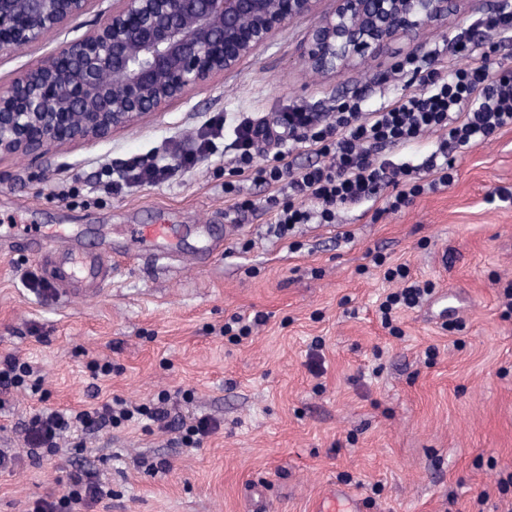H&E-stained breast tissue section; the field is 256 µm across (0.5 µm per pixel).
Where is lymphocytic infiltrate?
<instances>
[{
	"label": "lymphocytic infiltrate",
	"mask_w": 512,
	"mask_h": 512,
	"mask_svg": "<svg viewBox=\"0 0 512 512\" xmlns=\"http://www.w3.org/2000/svg\"><path fill=\"white\" fill-rule=\"evenodd\" d=\"M397 69L409 75L412 92L376 109H367L363 97L352 96L327 115L300 106L289 108L272 128L243 118L233 130L235 165L224 183L233 203L224 212L225 223H235L238 213L262 206L272 212L274 232L282 237L298 224L335 223L338 207L374 201L386 186L394 189L386 209L398 212L425 190L452 182L454 152L512 127V71L491 70L487 54L449 71L441 59L429 62L409 55ZM430 132L440 133L441 139L421 163L397 164L388 158L389 150L409 148ZM294 141L315 154L317 163L294 166L288 148ZM263 142L270 144V151L260 150ZM171 172V166L154 157H140L126 163L107 187L116 192L125 185L156 183ZM244 180L275 187L276 192L264 205H257L241 195ZM373 262L383 268L386 280L399 284L379 306L384 327L399 334L393 324L395 311L418 306L432 294L433 285L412 280L406 265L386 266L382 255H375ZM14 390L39 395L41 379L30 362L9 355L0 360V407L6 406V396ZM169 402V394L163 392L139 405L115 397L80 410H32L20 423L26 455L37 462L55 454L60 437L67 433L145 421L160 429L174 428ZM111 495L96 471L78 469L68 474L61 495L36 499L31 512H85Z\"/></svg>",
	"instance_id": "1"
}]
</instances>
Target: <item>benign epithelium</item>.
Returning <instances> with one entry per match:
<instances>
[{
  "mask_svg": "<svg viewBox=\"0 0 512 512\" xmlns=\"http://www.w3.org/2000/svg\"><path fill=\"white\" fill-rule=\"evenodd\" d=\"M94 2L0 0V52L42 41ZM319 2L112 0L89 32L0 89V154L46 158L67 143L107 139L235 69L297 17L315 18L302 62L332 75L447 20L459 0H336L321 16Z\"/></svg>",
  "mask_w": 512,
  "mask_h": 512,
  "instance_id": "1",
  "label": "benign epithelium"
}]
</instances>
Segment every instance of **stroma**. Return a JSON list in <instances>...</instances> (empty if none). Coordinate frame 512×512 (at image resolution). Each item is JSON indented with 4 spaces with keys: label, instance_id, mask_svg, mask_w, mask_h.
I'll list each match as a JSON object with an SVG mask.
<instances>
[{
    "label": "stroma",
    "instance_id": "stroma-1",
    "mask_svg": "<svg viewBox=\"0 0 512 512\" xmlns=\"http://www.w3.org/2000/svg\"><path fill=\"white\" fill-rule=\"evenodd\" d=\"M112 0L43 42L0 52V87L35 66L65 40L84 35ZM501 0H463L442 24L395 39L366 62L333 76L307 68L299 47L314 23H288L257 53L168 110L99 141L63 145L56 158L0 154V357L31 362L43 378L47 407L79 410L120 397L142 403L168 392L172 417L202 418L215 431L184 448L179 431L105 428L72 439L41 463L20 457L0 471V512L62 493L72 469L96 468L112 496L86 512H311L331 485L367 512H512V317L501 285L512 280V128L457 154L451 185L424 192L398 213L384 199L339 210L335 223L301 224L269 234L271 215L224 221L231 149L200 157L166 183L115 194L99 185L105 168L150 155L170 140L193 148L213 117L234 122L250 112L275 124L289 106L334 111L359 94L375 109L409 92L396 64L465 34L491 47L492 69H512V34L495 37L473 18L501 10ZM170 215L179 258L158 268L116 256L101 294L65 299L47 284L41 258L25 242L44 226L66 225L83 247L118 252L127 227ZM210 222L221 252L194 265L205 240L192 226ZM406 264L412 279L447 294L462 321L445 329L429 301L400 311L401 335L382 325L378 305L396 290L375 255ZM234 314L265 316L241 342L224 336ZM437 355L427 359L425 351ZM109 361L93 379L87 364ZM38 401L14 392L0 410V448L20 447L19 419ZM166 461L151 475L138 459Z\"/></svg>",
    "mask_w": 512,
    "mask_h": 512
}]
</instances>
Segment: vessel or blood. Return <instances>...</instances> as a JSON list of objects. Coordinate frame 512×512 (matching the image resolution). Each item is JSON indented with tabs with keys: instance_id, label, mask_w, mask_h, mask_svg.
Here are the masks:
<instances>
[{
	"instance_id": "vessel-or-blood-1",
	"label": "vessel or blood",
	"mask_w": 512,
	"mask_h": 512,
	"mask_svg": "<svg viewBox=\"0 0 512 512\" xmlns=\"http://www.w3.org/2000/svg\"><path fill=\"white\" fill-rule=\"evenodd\" d=\"M172 227L160 224H136L131 228L130 240L148 252L155 263H165L172 255ZM66 237L59 231L42 234L35 247L46 252L57 268L51 281L52 287L62 289L69 298L83 296L84 285H101L112 277V265L104 255L83 249H73L65 244ZM312 512H361L356 497L340 488H330L313 504Z\"/></svg>"
}]
</instances>
